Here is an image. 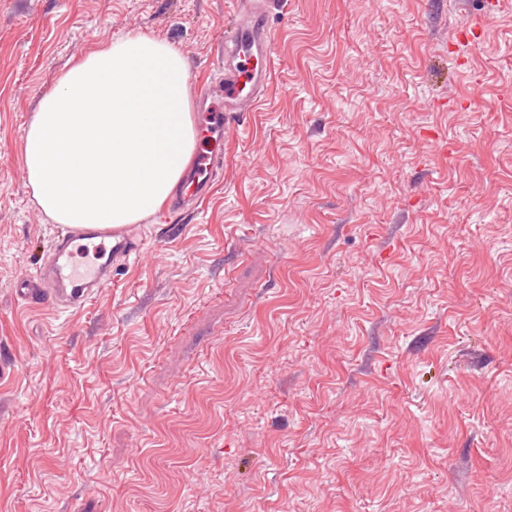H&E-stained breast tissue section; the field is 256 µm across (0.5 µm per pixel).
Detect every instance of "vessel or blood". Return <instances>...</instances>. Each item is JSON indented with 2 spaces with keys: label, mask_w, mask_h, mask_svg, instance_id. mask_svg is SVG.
I'll list each match as a JSON object with an SVG mask.
<instances>
[{
  "label": "vessel or blood",
  "mask_w": 512,
  "mask_h": 512,
  "mask_svg": "<svg viewBox=\"0 0 512 512\" xmlns=\"http://www.w3.org/2000/svg\"><path fill=\"white\" fill-rule=\"evenodd\" d=\"M281 7L282 0H238L236 20L226 31L221 50L224 77L199 93L207 110L197 150L172 201L173 211L197 208L209 195L215 170L224 160V133L234 113L253 111L268 89L275 63L270 18ZM82 241L110 250L116 261L137 256L141 250L140 242L122 227L85 224L66 228L57 235L37 273L16 280L17 296L31 307L49 306L59 311L84 307L111 282L112 270L77 264Z\"/></svg>",
  "instance_id": "vessel-or-blood-1"
}]
</instances>
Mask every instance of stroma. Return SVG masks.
<instances>
[{"label": "stroma", "mask_w": 512, "mask_h": 512, "mask_svg": "<svg viewBox=\"0 0 512 512\" xmlns=\"http://www.w3.org/2000/svg\"><path fill=\"white\" fill-rule=\"evenodd\" d=\"M284 0L192 215L76 312L24 129L137 32L217 71L235 0H0V512H512V0ZM481 22L473 49L457 32Z\"/></svg>", "instance_id": "stroma-1"}]
</instances>
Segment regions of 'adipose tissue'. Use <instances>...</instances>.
<instances>
[{
  "label": "adipose tissue",
  "instance_id": "obj_1",
  "mask_svg": "<svg viewBox=\"0 0 512 512\" xmlns=\"http://www.w3.org/2000/svg\"><path fill=\"white\" fill-rule=\"evenodd\" d=\"M188 81L183 56L143 34L78 56L24 130L23 163L44 214L118 227L160 211L196 145Z\"/></svg>",
  "mask_w": 512,
  "mask_h": 512
}]
</instances>
